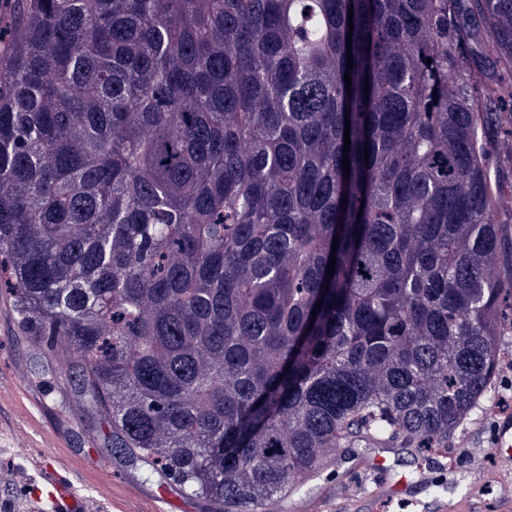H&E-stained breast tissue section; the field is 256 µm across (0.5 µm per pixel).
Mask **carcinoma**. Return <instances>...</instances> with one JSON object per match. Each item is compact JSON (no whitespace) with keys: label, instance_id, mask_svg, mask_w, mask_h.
Listing matches in <instances>:
<instances>
[{"label":"carcinoma","instance_id":"obj_1","mask_svg":"<svg viewBox=\"0 0 512 512\" xmlns=\"http://www.w3.org/2000/svg\"><path fill=\"white\" fill-rule=\"evenodd\" d=\"M489 59L512 0H0L5 293L114 452L269 512L492 402Z\"/></svg>","mask_w":512,"mask_h":512}]
</instances>
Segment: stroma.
<instances>
[{"instance_id": "1", "label": "stroma", "mask_w": 512, "mask_h": 512, "mask_svg": "<svg viewBox=\"0 0 512 512\" xmlns=\"http://www.w3.org/2000/svg\"><path fill=\"white\" fill-rule=\"evenodd\" d=\"M500 353L492 406L475 411L449 437L447 447L423 454L396 448L391 454L393 467L411 480L426 467L430 479L451 485L468 481L471 469L481 467V486L467 496L449 494L451 512H467L471 502L479 503L481 512H499L502 500L512 495V460L486 453L503 423L512 422V344H502ZM0 373L19 379L0 387V492L9 495L15 512H32L36 502L47 499L49 491L36 471L47 452L67 455L72 477L88 487L83 512H215L148 464L112 452L107 421L84 404L78 369L59 363L24 336L9 296L1 293ZM20 446L25 449L21 455L16 452ZM98 466L112 472L111 484L103 488L94 472ZM349 473L344 463L330 467L274 512H373L376 484L370 478L363 483L359 504L339 506L328 500L330 486Z\"/></svg>"}]
</instances>
